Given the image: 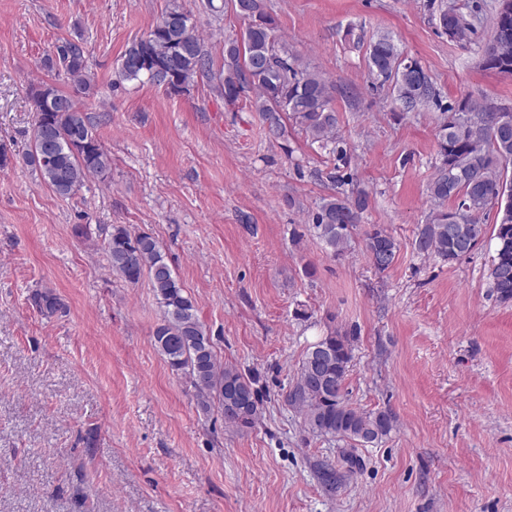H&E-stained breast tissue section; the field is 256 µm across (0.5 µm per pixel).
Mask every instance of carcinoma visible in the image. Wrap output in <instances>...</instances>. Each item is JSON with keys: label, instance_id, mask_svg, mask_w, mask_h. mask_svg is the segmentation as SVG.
<instances>
[{"label": "carcinoma", "instance_id": "cac0c4a2", "mask_svg": "<svg viewBox=\"0 0 512 512\" xmlns=\"http://www.w3.org/2000/svg\"><path fill=\"white\" fill-rule=\"evenodd\" d=\"M243 20L241 38L224 44V65L219 73L224 102L234 106L240 91L254 93L253 106L274 138L284 135L287 114L312 142L344 154L337 133L338 118L331 106L334 86L318 71L290 54L277 33L275 18L264 0H231ZM482 6L469 11L453 0H440L438 22L452 39L465 41L477 31ZM185 9L172 2L149 33L133 42L121 56L118 76L122 80L146 79L166 85L171 94H183L197 77L213 76V61L195 30H186ZM482 65L487 70L512 74V10H495L493 27L481 46ZM368 69L380 84L388 83L404 112H413L437 102L438 94L423 67L408 69L399 45L388 33L371 38L367 45ZM43 66L69 85L65 95L71 109L50 106L61 90L48 84L29 88L34 112L30 149L24 162L39 172L41 181L54 193L75 195L90 176H103L111 158L99 140L79 97L93 90L88 73V52L78 42L63 40L55 56ZM470 114V123L460 125L456 115ZM438 164L429 185L433 208L416 239V249L453 262L471 254L486 234L482 218L496 210L493 237L495 255L488 278L497 298L512 301V121L505 122L499 106L469 96L457 105L442 108L436 132ZM453 200L455 207L445 203ZM367 207V194H334L322 200L312 215L317 237L330 253L339 257L351 250L354 231ZM101 248L112 270L126 282L136 284L148 276L163 316L154 333V345L171 370L185 375L195 390L199 411L217 408L224 424L250 428L259 414L260 399L251 379L234 366L219 363L209 330L201 322L195 299L167 263L157 240L147 233L133 234L123 225L112 226ZM399 245L376 226L364 233L367 258L380 272L395 261ZM32 305L43 315L61 309L50 291H37ZM352 361L348 336L332 331L311 344L302 359L295 384L286 395L292 407L301 410L308 429L319 435L376 444L395 427L388 411H366L352 406L346 397V380Z\"/></svg>", "mask_w": 512, "mask_h": 512}]
</instances>
